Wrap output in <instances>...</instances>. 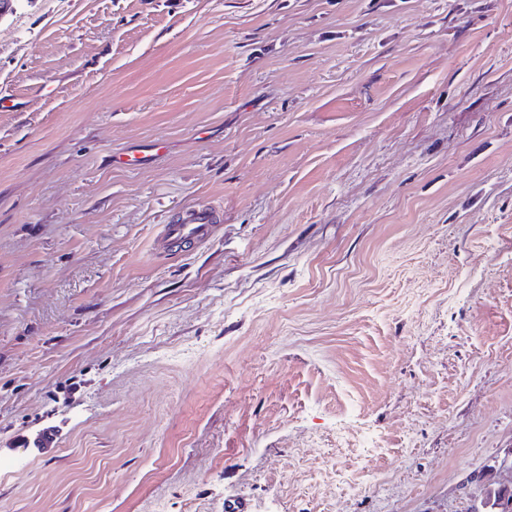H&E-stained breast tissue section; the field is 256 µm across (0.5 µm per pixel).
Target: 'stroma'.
<instances>
[{
  "mask_svg": "<svg viewBox=\"0 0 512 512\" xmlns=\"http://www.w3.org/2000/svg\"><path fill=\"white\" fill-rule=\"evenodd\" d=\"M0 100V512L499 479L512 0H19ZM190 203L215 240L154 254Z\"/></svg>",
  "mask_w": 512,
  "mask_h": 512,
  "instance_id": "obj_1",
  "label": "stroma"
}]
</instances>
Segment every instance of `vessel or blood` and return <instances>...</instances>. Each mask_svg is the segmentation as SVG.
<instances>
[{
  "instance_id": "b4317fda",
  "label": "vessel or blood",
  "mask_w": 512,
  "mask_h": 512,
  "mask_svg": "<svg viewBox=\"0 0 512 512\" xmlns=\"http://www.w3.org/2000/svg\"><path fill=\"white\" fill-rule=\"evenodd\" d=\"M219 220V213L213 207H185L175 223L163 226L157 238V247L162 254L173 256L188 245L207 242L213 238Z\"/></svg>"
}]
</instances>
